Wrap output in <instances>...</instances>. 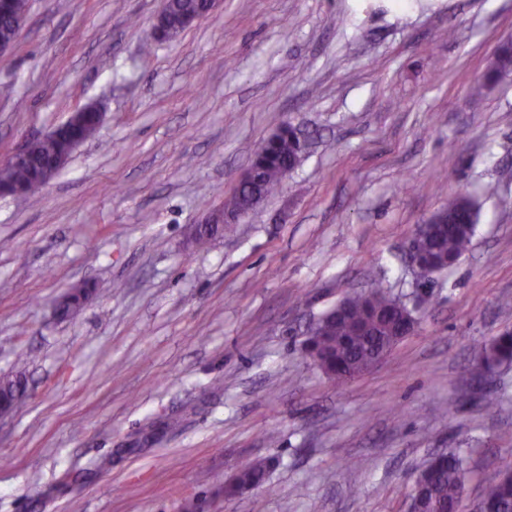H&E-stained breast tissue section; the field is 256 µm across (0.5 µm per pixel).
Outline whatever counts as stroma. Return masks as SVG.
Masks as SVG:
<instances>
[{"label":"stroma","mask_w":512,"mask_h":512,"mask_svg":"<svg viewBox=\"0 0 512 512\" xmlns=\"http://www.w3.org/2000/svg\"><path fill=\"white\" fill-rule=\"evenodd\" d=\"M405 2L219 0L154 41L163 0H30L0 57V160L86 104L104 120L39 193L0 196V377L29 361L0 512H405L451 448L469 510L512 460V367L474 363L512 329V74L479 83L512 0ZM284 121L307 153L194 247ZM463 192L471 247L419 296L409 242ZM375 278L418 326L336 386L306 329ZM257 459L267 482L225 498ZM252 209L239 211L233 214H222L221 211L212 212L202 225L195 227L193 237L196 244L203 247L208 240L224 230L223 224H235L241 218L247 216Z\"/></svg>","instance_id":"35a3bbf8"}]
</instances>
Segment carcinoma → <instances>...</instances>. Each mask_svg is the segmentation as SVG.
I'll return each instance as SVG.
<instances>
[{
	"label": "carcinoma",
	"mask_w": 512,
	"mask_h": 512,
	"mask_svg": "<svg viewBox=\"0 0 512 512\" xmlns=\"http://www.w3.org/2000/svg\"><path fill=\"white\" fill-rule=\"evenodd\" d=\"M29 0H12V13L0 16V37L9 39L14 34L13 20L27 14ZM512 72V43L504 42L485 74L484 83L493 84L502 76ZM282 135L267 142L266 147L256 153L255 166L259 180L251 186L236 190L225 204L224 209L234 212L245 203L255 199L260 201L276 192L284 180V169L288 161L301 154L297 142L288 137V128L281 125ZM60 142L48 139L36 147V154L42 161L53 160L59 151ZM12 179L26 187L27 193L34 195L42 185L35 181L29 168L24 164L15 166L11 172ZM451 211L457 222L430 219L431 230L414 239V246L420 254H434L445 259V266L455 265L468 250L474 236L478 209L475 200L467 194L453 198L443 212ZM224 230L222 224H202L195 227L193 237L196 244L203 247L208 240ZM91 293L87 285L75 286L65 294L58 305L59 312L67 315L78 308ZM349 313L345 318L331 320L321 315L308 330L305 344L325 356L324 365L331 369L337 364L345 366L358 374L370 368L373 358L385 347L387 332L382 325H377L372 336L360 335L356 324L369 317V309H403L405 303L392 296L381 285H375L367 294H355L345 298ZM480 368L494 372L498 368L512 363V331L506 329L492 337L488 343L478 348ZM22 384V374L13 378H0V400L10 408H15ZM442 462L434 471L432 479L426 483L414 480L408 499H413L418 488H423L424 496L419 499V512H452L456 504L463 500L466 482L470 475L467 457L461 450H452L441 454ZM271 464L265 460L251 462L240 470L239 484L258 488L264 485ZM483 498L496 504L500 512H512V460L502 465L498 478L489 483Z\"/></svg>",
	"instance_id": "obj_1"
}]
</instances>
